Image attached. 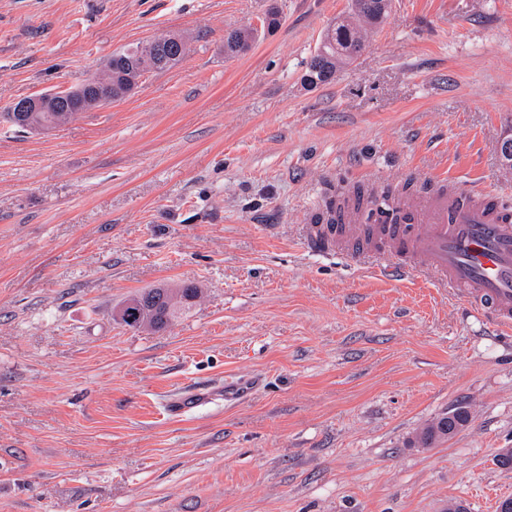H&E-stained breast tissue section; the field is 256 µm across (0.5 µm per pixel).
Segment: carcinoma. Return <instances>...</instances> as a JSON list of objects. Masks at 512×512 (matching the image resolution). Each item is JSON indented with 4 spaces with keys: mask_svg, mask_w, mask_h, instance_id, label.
<instances>
[{
    "mask_svg": "<svg viewBox=\"0 0 512 512\" xmlns=\"http://www.w3.org/2000/svg\"><path fill=\"white\" fill-rule=\"evenodd\" d=\"M388 16V12L378 10L376 0H351L348 16L331 24L316 54L305 64L302 75L304 85L309 88L328 84L340 67L351 64L365 47L363 25L378 26ZM257 37L254 28H236L224 37V54L234 56L242 53L243 46H249ZM151 48L146 54H138L141 44L112 54V100L118 101L131 93L138 85L145 71L163 72L180 62L187 54V47L174 35H158L149 40ZM11 122L18 128L30 123L51 124L53 112H11ZM351 199L360 208L369 203L362 187L357 186L344 191L336 198L327 201L329 212L341 214L346 199ZM200 288L194 284H184L177 288L160 286L146 288L135 299L148 310L147 326L162 330L170 325L177 315L192 305L199 297ZM467 410L458 408L452 415L443 416L425 428L416 436V442L424 448L448 438V433L462 429L469 423Z\"/></svg>",
    "mask_w": 512,
    "mask_h": 512,
    "instance_id": "cac0c4a2",
    "label": "carcinoma"
}]
</instances>
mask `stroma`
Segmentation results:
<instances>
[{"instance_id":"35a3bbf8","label":"stroma","mask_w":512,"mask_h":512,"mask_svg":"<svg viewBox=\"0 0 512 512\" xmlns=\"http://www.w3.org/2000/svg\"><path fill=\"white\" fill-rule=\"evenodd\" d=\"M351 0H0V512H496L512 496V332L429 280L315 255L333 189L512 194V0H391L326 85L304 64ZM283 21L244 55L224 33ZM186 58L45 132L10 106L113 52ZM194 282L163 331L113 312ZM248 379L183 418L185 385ZM467 407L433 448L428 423Z\"/></svg>"}]
</instances>
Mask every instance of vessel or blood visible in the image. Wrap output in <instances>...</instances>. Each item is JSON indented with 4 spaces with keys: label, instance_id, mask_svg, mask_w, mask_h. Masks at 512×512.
Returning <instances> with one entry per match:
<instances>
[{
    "label": "vessel or blood",
    "instance_id": "1",
    "mask_svg": "<svg viewBox=\"0 0 512 512\" xmlns=\"http://www.w3.org/2000/svg\"><path fill=\"white\" fill-rule=\"evenodd\" d=\"M308 249L374 258L383 277L425 276L499 329L512 328V202L473 186L378 201L344 210L338 224H305ZM211 396L194 387L170 399L173 417Z\"/></svg>",
    "mask_w": 512,
    "mask_h": 512
}]
</instances>
